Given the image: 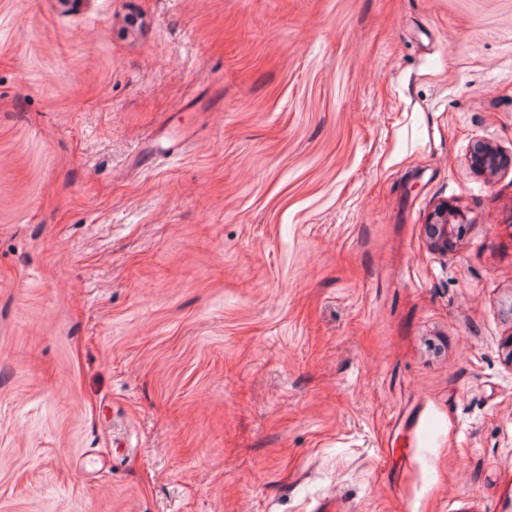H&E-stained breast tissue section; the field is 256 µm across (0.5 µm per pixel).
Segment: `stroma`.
Segmentation results:
<instances>
[{
    "label": "stroma",
    "mask_w": 512,
    "mask_h": 512,
    "mask_svg": "<svg viewBox=\"0 0 512 512\" xmlns=\"http://www.w3.org/2000/svg\"><path fill=\"white\" fill-rule=\"evenodd\" d=\"M479 143L512 0H0V512H512ZM464 223V217L454 211H448L447 204L436 208L426 224V233L432 249L448 251V243L454 235L456 224Z\"/></svg>",
    "instance_id": "35a3bbf8"
}]
</instances>
